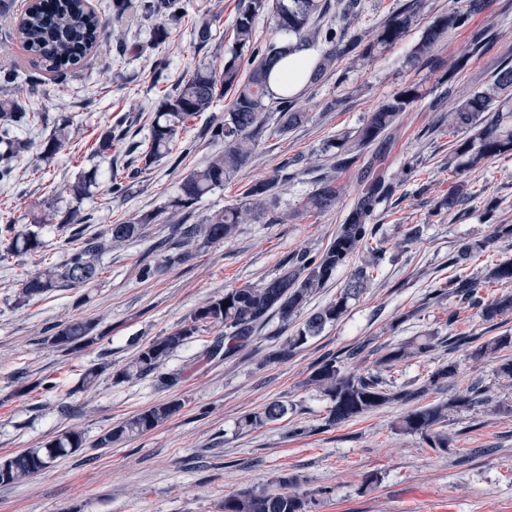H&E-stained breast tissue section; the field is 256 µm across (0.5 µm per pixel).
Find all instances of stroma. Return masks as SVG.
<instances>
[{"instance_id":"obj_1","label":"stroma","mask_w":512,"mask_h":512,"mask_svg":"<svg viewBox=\"0 0 512 512\" xmlns=\"http://www.w3.org/2000/svg\"><path fill=\"white\" fill-rule=\"evenodd\" d=\"M186 13L167 22L163 43L153 39L156 19L131 11L116 19L108 0H90L115 41L90 52L65 75L35 67L14 31L29 0H16L0 15V63L15 62L30 75L13 95L31 102L38 118L18 135L28 148L10 179L0 180V225L17 227L34 217L73 204L67 187L87 172L97 185L81 204L83 220L69 229L45 225L38 252L0 257V459L39 447L60 431H81L88 445L53 468L14 485H0V512H222L226 497L248 489H279V478L296 476L302 491L316 494L312 512H512V386L497 374L495 358H477L469 347L448 350V336L492 337L512 332V315L487 323L464 311L454 296L432 298L435 282L473 276L486 266L512 259V239L491 241L494 225L512 224V155L466 171L456 155L464 133L448 125L447 112L463 96L486 84L503 60H512V0H492L470 26L435 49L434 60L412 65L410 56L427 24L452 0H424L416 22L399 43L367 64L340 58L334 71L306 85L293 107L306 113L300 126L282 134L277 115L264 118L252 161L224 187L195 205L192 221L240 205L244 191L288 166L293 178L278 183L265 212L248 216L235 235L221 243L196 241L167 247L175 218L170 207L181 180L203 166L223 145L206 133L210 112L190 118L172 156L141 173L124 195L111 194L113 174L137 160L165 93L203 65L219 63L233 43L238 0H183ZM209 23L213 37L198 44L196 25ZM484 34L481 56L454 83L445 76L457 58ZM422 96L399 126L372 145L338 181L345 188L335 209L316 214L302 202L333 164L326 147L360 129L383 103L406 86ZM68 138L52 158L43 147L56 127ZM112 148H95L104 132ZM412 165L409 179L401 169ZM382 171L394 186L377 209V236L383 243L368 287L351 300L345 316L281 362L267 353L302 326L308 313L334 299L351 270L338 269L304 313L289 323L272 317L250 345L235 356L210 360L212 330L201 331L174 352L164 369L183 372L171 389L154 378L119 380L117 374L140 345L165 335L225 289L260 284L284 259L323 250L363 188L368 169ZM466 184L463 215L450 213L449 191ZM152 221L142 237L110 244L100 258L97 280L86 288H60L23 302L18 289L28 276L64 260L84 238L108 225ZM422 234L404 244L409 225ZM482 242L460 264L449 255L466 242ZM458 312L456 324L448 315ZM76 317L96 320L94 344L66 351L52 344L57 324ZM433 336L440 345L398 364L385 378L395 387L419 386L437 368L455 363L451 382L430 388L420 399L445 402L474 381H482L490 406L450 413L448 450L428 448L403 432V405L394 403L341 425H329V400L307 378L324 355L366 345L346 363L348 371H375L377 351ZM93 367L95 385L82 384ZM287 403V415L252 431L237 423L272 399ZM176 399L181 411L155 429L112 446L94 447L105 431L155 403Z\"/></svg>"}]
</instances>
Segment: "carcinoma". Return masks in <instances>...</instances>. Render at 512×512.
Masks as SVG:
<instances>
[{
    "instance_id": "cac0c4a2",
    "label": "carcinoma",
    "mask_w": 512,
    "mask_h": 512,
    "mask_svg": "<svg viewBox=\"0 0 512 512\" xmlns=\"http://www.w3.org/2000/svg\"><path fill=\"white\" fill-rule=\"evenodd\" d=\"M341 4V0H277L274 11L275 33L278 39L264 47L255 46V23L268 9V0H240L234 24V42L229 55L221 66H203L177 85L175 92L161 102L152 120L148 141L142 144V166L131 170L135 176L148 169L172 152L187 119L211 109L217 96L233 93L230 107L224 116L214 122L211 135L224 142V150L212 155L206 163L186 175L180 184V193L172 206L180 211L192 208L207 193L224 186L234 179L248 164L256 147V138L261 129L262 116L276 107L279 109L278 131L286 133L301 125L306 115L292 107L293 95L288 82L275 90L272 82L273 68L288 54L324 45L315 62L309 82L315 83L331 71L336 59L350 56L355 61L367 60L379 48L402 41L422 9V0H408L401 4L379 28L369 41L347 29H322L316 20L323 18ZM485 0H467L463 7L448 9L433 18L424 28L422 37L412 52V60H427L436 46L449 35L467 28L474 14L484 9ZM139 9L148 17L180 19L177 11L184 9L181 0H144ZM25 50L35 61L49 72L64 74L75 66L93 48H100L108 37L107 23L97 12L89 11L84 0H38L17 30ZM481 46L473 44L471 49L459 57L448 71V83L464 70L478 55ZM248 77H242L243 69ZM21 74L10 65L0 67V86L13 88L19 84ZM512 93V61L502 64L493 78L483 87L473 91L458 105L448 110V125L469 134L458 145L457 153L467 156L465 165L469 169L478 167L488 159L512 154V111L504 110L499 99ZM421 97L419 86L412 84L399 92L372 113L367 123L353 137L332 144L336 148L333 169L341 172L358 160L365 149L393 130L403 112L413 101ZM36 113L27 109L15 98L0 100V159L6 161L0 175L6 177L15 169L23 148L15 138V131L33 123ZM288 180L285 169L275 172L268 180L252 185L245 194L246 201L238 207L226 208L204 221L195 224H179L177 230L181 243L197 239L217 243L230 239L237 225L244 223L250 214L264 210L267 197L275 185ZM96 184V175H85L68 186L69 196L81 200L90 194ZM391 192V184L381 176H367L361 193L354 199L343 223L324 250L281 264L278 272L268 276L259 286L241 285L224 290V295L208 301L194 312L193 316L176 326L164 336H159L142 345L133 361L123 368L117 377L123 380L156 376L161 386L174 388L182 382L184 372L163 373L161 368L167 359L206 329H220L206 356L219 354L233 356L246 348L256 331L272 316L277 315L288 323L300 314L310 298L336 276V271L351 263L357 254L369 245L373 237L377 207ZM343 193L337 177L323 178L316 190L303 202L306 211L326 213L336 207ZM152 217L145 216L134 224H110L101 237H89L81 248L69 253L56 266L27 277L21 283L20 297L25 301L40 298L58 288H83L95 280L97 263L106 249V242H125L139 238ZM41 225L25 232L15 231V225H0V256L5 253H28L41 245ZM512 239V224H496L489 240L466 243L448 259L456 265L471 252L498 240ZM372 265L362 262L353 268L339 296L313 312L302 328L288 337L284 345L273 349L266 361L279 362L306 344L328 324L341 319L347 312L349 301L358 297L373 278ZM512 282V259L490 266L474 277H459L438 282L431 295L440 298L452 294L462 304L478 309L485 322L496 321L512 314V295L505 294L488 302L479 297V288L484 285ZM96 324L87 318H75L56 326L52 342L67 349H80L96 340ZM455 342L474 345L477 357L494 355L512 347V335L503 334L488 340L478 336H459ZM434 348L432 339L409 347L400 345L388 350L378 358L384 370L418 354ZM357 346L345 352L322 359L309 375L308 382L317 387L330 401L328 424H342L352 418L368 413L393 402L409 403L426 392L393 390L381 372L368 375L351 374L345 370L343 358L353 359L363 352ZM485 390L472 384L449 402L414 407L400 421L401 428L419 435L428 447L440 452L448 451V434L445 431L448 411L470 409L488 404ZM182 408L177 400L156 403L129 417L101 435L98 448H110L138 437L169 418ZM288 413L287 405L279 400L266 403L262 409L241 417L238 428L252 430L267 423L282 419ZM85 445V437L79 431L65 430L39 448H30L6 460L0 461V485L16 484L54 467L59 459L71 455ZM283 491L278 493L245 492L224 499V512H309L312 499L292 490L297 478L292 475L280 477Z\"/></svg>"
}]
</instances>
